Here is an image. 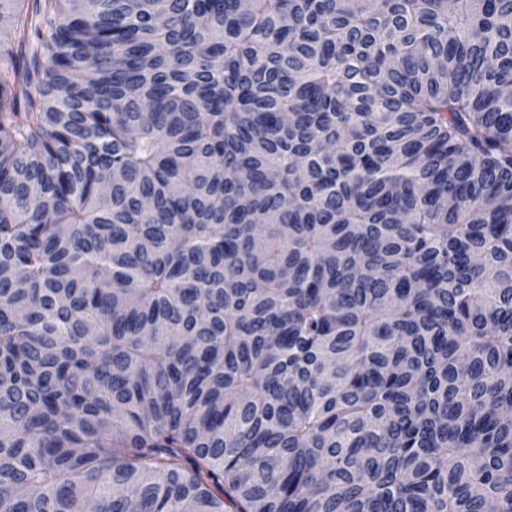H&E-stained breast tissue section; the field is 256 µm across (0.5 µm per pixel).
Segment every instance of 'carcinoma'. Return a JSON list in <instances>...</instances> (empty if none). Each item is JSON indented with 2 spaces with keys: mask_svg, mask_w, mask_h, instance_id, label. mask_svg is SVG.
Masks as SVG:
<instances>
[{
  "mask_svg": "<svg viewBox=\"0 0 512 512\" xmlns=\"http://www.w3.org/2000/svg\"><path fill=\"white\" fill-rule=\"evenodd\" d=\"M512 0H0V512H512Z\"/></svg>",
  "mask_w": 512,
  "mask_h": 512,
  "instance_id": "1",
  "label": "carcinoma"
}]
</instances>
